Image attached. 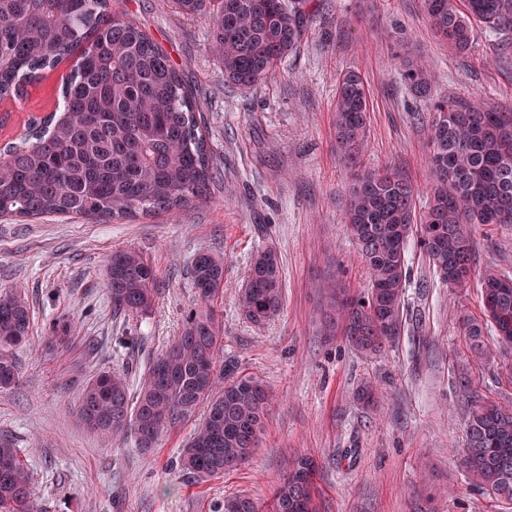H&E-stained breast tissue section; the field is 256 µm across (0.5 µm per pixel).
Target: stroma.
<instances>
[{
	"label": "stroma",
	"mask_w": 512,
	"mask_h": 512,
	"mask_svg": "<svg viewBox=\"0 0 512 512\" xmlns=\"http://www.w3.org/2000/svg\"><path fill=\"white\" fill-rule=\"evenodd\" d=\"M368 4L363 10L359 0H312L297 52L274 78L240 88L224 81L206 19L159 0H112L115 12L162 46L200 103L217 185L212 202L109 223L0 216V292L21 294L32 314L29 343L9 351L19 377L0 389V437L16 444L42 512H220L226 497L240 494L263 503L300 453L318 462L321 512H409L416 492L434 494L438 512H512V502L480 494L457 458L466 391L512 403L505 359L473 361L458 326L459 314H482L486 269L512 277V226L477 227L472 274L462 289L442 285L409 242L402 327L383 351L364 354L318 334L324 275L359 293L367 287L343 218L351 171L334 125L342 73L359 72L369 89L359 167L398 168L415 187L420 211L432 183L431 103L401 81L398 46L427 61L438 95L512 112V31L478 32L473 48L459 54L436 35L422 0ZM73 65L66 60L28 84L22 99L0 103V146L55 109ZM125 248L140 251L157 275L153 310L137 319L114 314L105 288L107 264ZM269 248L279 256L283 304L256 325L238 295L252 259ZM201 251L224 262L219 357L261 379L270 402L248 464L196 484L176 464L204 410L144 453L130 435L104 443L78 409L86 381L100 372H126L137 389L149 361L178 336L195 306L189 271ZM62 319L73 343L48 350L50 326ZM125 333L141 336L138 355L115 348V336ZM367 384L378 389V406L356 400Z\"/></svg>",
	"instance_id": "35a3bbf8"
}]
</instances>
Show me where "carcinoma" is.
I'll return each mask as SVG.
<instances>
[{
    "mask_svg": "<svg viewBox=\"0 0 512 512\" xmlns=\"http://www.w3.org/2000/svg\"><path fill=\"white\" fill-rule=\"evenodd\" d=\"M181 14L209 19L212 50L224 80L252 87L274 76L305 34L307 0H166ZM426 18L457 52L469 50L475 26L496 33L512 27V0H423ZM78 58L60 88L61 105L28 126L0 155V214L36 217L69 214L99 221L137 214L175 213L214 195L213 167L202 133L200 104L159 44L112 11L111 0H0V99H18L26 84L73 54ZM402 81L431 100L427 130L433 193L415 220L414 188L398 171L382 167L355 174L345 219L369 274L359 295L336 277L324 278L322 334L341 335L352 346L376 352L400 333L411 237L442 283L452 278L448 259L472 263L474 226L512 224V114L460 97H436L427 65L397 55ZM369 91L346 71L336 93V135L347 156L362 144ZM488 270L482 280L484 319L464 317L471 352H485L486 328L498 343L512 340V288ZM154 267L134 249L112 253L106 288L112 310L149 314ZM197 307L181 335L144 371L132 393L122 372L86 382L79 416L106 439L130 434L138 447L154 448L159 435L207 405L206 417L180 458V472L198 479L233 470L258 447L269 396L236 364L216 371L222 336L214 302L223 293L224 261L209 252L192 263ZM283 302L277 253L267 249L250 263L240 296L245 316L259 324ZM30 307L0 293V348L28 341ZM50 346L69 343L65 321L53 325ZM18 378L16 364L0 355V388ZM462 465L471 482L497 500L512 501V406L470 395L465 414ZM316 464L294 458L288 475L263 507L239 495L224 499V512H317L308 487ZM0 512H35L31 474L11 441L0 439Z\"/></svg>",
    "mask_w": 512,
    "mask_h": 512,
    "instance_id": "obj_1",
    "label": "carcinoma"
}]
</instances>
